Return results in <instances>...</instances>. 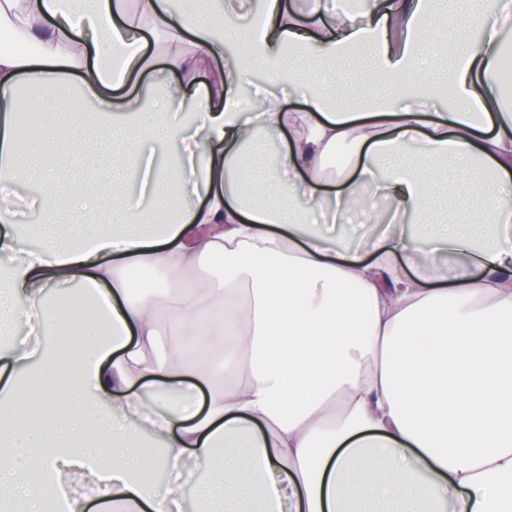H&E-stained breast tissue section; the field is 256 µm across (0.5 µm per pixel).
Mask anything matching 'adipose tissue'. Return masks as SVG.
<instances>
[{
    "label": "adipose tissue",
    "instance_id": "adipose-tissue-1",
    "mask_svg": "<svg viewBox=\"0 0 512 512\" xmlns=\"http://www.w3.org/2000/svg\"><path fill=\"white\" fill-rule=\"evenodd\" d=\"M243 3L0 0L14 43L0 49V312L74 332L60 354L0 344V482L26 512H85L74 470L96 512H172L188 461L215 477L197 512H512V105L497 75L512 15L495 0L442 12L363 0L311 24L289 0H263L262 27L227 64L215 20ZM150 38L168 75L146 81ZM204 68L220 82L193 89ZM257 70L305 109L267 96L242 110ZM23 86L45 92L31 112L62 95L77 119L131 128L112 209L134 229L23 245L12 185L40 183L47 216L95 209L65 166L28 165L65 131L20 127ZM284 130L288 147L267 165L258 147ZM157 131L179 144L165 172L143 147ZM345 144L340 185L326 188ZM443 157L449 173L485 176L471 191L485 244L453 206L426 240L407 230ZM375 181L397 206L369 250L340 255L328 233L305 232L315 210L334 223L359 209ZM131 183L151 208H130ZM426 248L470 254L484 274L448 281L417 264ZM73 286L93 315L58 312L52 290ZM167 327L200 343L203 364L177 344L160 354ZM107 453L111 468L96 469Z\"/></svg>",
    "mask_w": 512,
    "mask_h": 512
}]
</instances>
